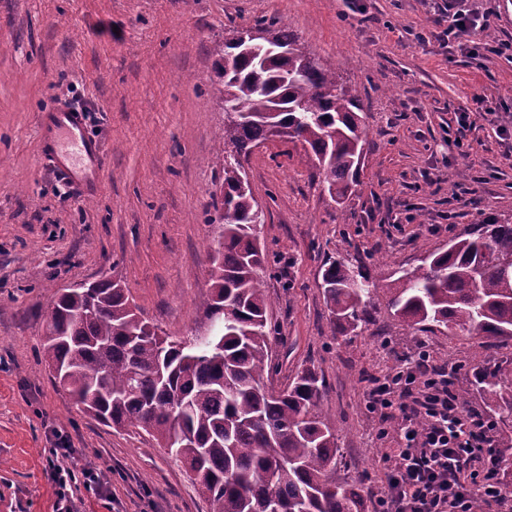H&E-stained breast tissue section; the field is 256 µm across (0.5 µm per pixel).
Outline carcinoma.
I'll list each match as a JSON object with an SVG mask.
<instances>
[{"instance_id":"obj_1","label":"carcinoma","mask_w":512,"mask_h":512,"mask_svg":"<svg viewBox=\"0 0 512 512\" xmlns=\"http://www.w3.org/2000/svg\"><path fill=\"white\" fill-rule=\"evenodd\" d=\"M224 86V186L210 271V340L170 341L143 319L120 281L61 288L46 315L44 357L83 412L140 429L183 464L209 512H368L370 498L337 476L336 423L323 378L302 368L278 385L259 246L262 211L242 160L269 140L299 141L344 203L361 184L367 143L360 93L336 79L286 26L258 22L214 50ZM389 315L412 331L512 340V223L496 219L398 270ZM322 288L333 336H357L376 309L361 267L327 259ZM512 423V386L490 365L457 390Z\"/></svg>"}]
</instances>
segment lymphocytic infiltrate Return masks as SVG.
<instances>
[{
  "mask_svg": "<svg viewBox=\"0 0 512 512\" xmlns=\"http://www.w3.org/2000/svg\"><path fill=\"white\" fill-rule=\"evenodd\" d=\"M437 30L417 34L421 45L437 43L447 52L468 57L480 51L512 57V42H484L492 9L466 8L464 0H425ZM448 367L419 353L370 393L373 406L398 422L401 443L384 457L386 512H470L474 498L485 499L498 512H512V491L501 484L503 461L487 446V427L464 411L451 389ZM423 431H416L417 422ZM45 473L53 487V512H79L90 495L111 499L112 478L97 467L77 465L65 432H52Z\"/></svg>",
  "mask_w": 512,
  "mask_h": 512,
  "instance_id": "lymphocytic-infiltrate-1",
  "label": "lymphocytic infiltrate"
}]
</instances>
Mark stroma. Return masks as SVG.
Wrapping results in <instances>:
<instances>
[{
	"instance_id": "1",
	"label": "stroma",
	"mask_w": 512,
	"mask_h": 512,
	"mask_svg": "<svg viewBox=\"0 0 512 512\" xmlns=\"http://www.w3.org/2000/svg\"><path fill=\"white\" fill-rule=\"evenodd\" d=\"M260 21L289 27L362 90L369 145L344 204L331 201L300 142H268L244 164L272 265L276 378L287 383L303 367L323 376L341 475L383 512L396 421L371 409L368 393L418 352L458 365L461 382L489 361L512 379V343L414 333L383 308L359 336L334 340L321 288L328 258L360 262L385 285L482 215L512 219V59L419 45L417 33L435 27L421 0H0V512H53L52 426L69 435L78 465L111 470L123 512H208L175 456L146 433L98 423L55 386L44 313L59 288L110 275L170 339L206 332L210 219L224 181L213 50ZM476 95L499 119L475 118L466 155L446 130ZM50 105L78 110L102 144L96 197L42 154L38 114Z\"/></svg>"
}]
</instances>
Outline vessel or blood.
I'll return each mask as SVG.
<instances>
[{"mask_svg":"<svg viewBox=\"0 0 512 512\" xmlns=\"http://www.w3.org/2000/svg\"><path fill=\"white\" fill-rule=\"evenodd\" d=\"M41 149L55 168L85 194L92 197L100 189V173L105 163L101 147L85 137L78 111L58 106L41 118Z\"/></svg>","mask_w":512,"mask_h":512,"instance_id":"b4317fda","label":"vessel or blood"}]
</instances>
